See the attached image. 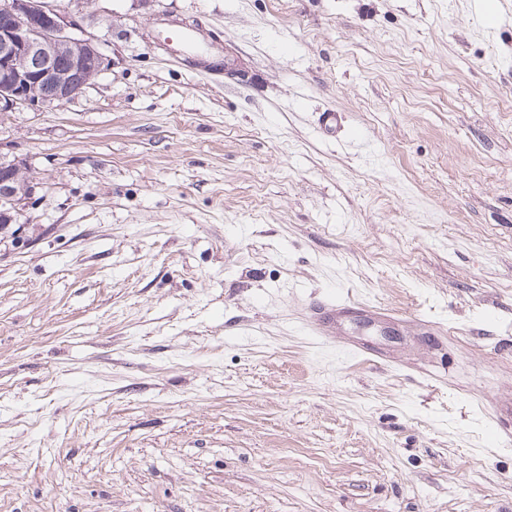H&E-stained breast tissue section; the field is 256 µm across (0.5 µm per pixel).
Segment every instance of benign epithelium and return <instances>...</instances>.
<instances>
[{"instance_id": "benign-epithelium-1", "label": "benign epithelium", "mask_w": 512, "mask_h": 512, "mask_svg": "<svg viewBox=\"0 0 512 512\" xmlns=\"http://www.w3.org/2000/svg\"><path fill=\"white\" fill-rule=\"evenodd\" d=\"M108 66L56 0H0V112L61 105ZM32 192L26 165L0 152V223L16 224Z\"/></svg>"}]
</instances>
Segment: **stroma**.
Returning <instances> with one entry per match:
<instances>
[{
  "label": "stroma",
  "instance_id": "35a3bbf8",
  "mask_svg": "<svg viewBox=\"0 0 512 512\" xmlns=\"http://www.w3.org/2000/svg\"><path fill=\"white\" fill-rule=\"evenodd\" d=\"M59 2L109 64L0 114V512H512V0ZM197 27L191 24L179 26H164L162 36L165 42L176 44L179 47L178 53L186 56L185 61L190 60L195 66L208 71H217L224 69V74L228 77H234L240 74L237 64L234 61L224 59V68L221 61L212 57V51L208 45L201 42L197 36ZM0 143V223L16 224L23 206L32 192L33 177L26 165L8 159ZM355 309L354 304L346 301L339 303L337 296L329 294L322 300L314 302L307 316L309 331L324 343L330 342L331 336L336 334V313Z\"/></svg>",
  "mask_w": 512,
  "mask_h": 512
}]
</instances>
